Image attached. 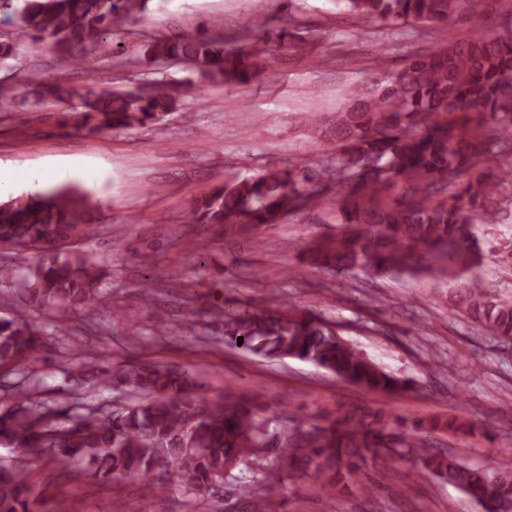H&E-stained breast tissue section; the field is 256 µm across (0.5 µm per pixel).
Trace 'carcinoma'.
Segmentation results:
<instances>
[{"label": "carcinoma", "instance_id": "cac0c4a2", "mask_svg": "<svg viewBox=\"0 0 512 512\" xmlns=\"http://www.w3.org/2000/svg\"><path fill=\"white\" fill-rule=\"evenodd\" d=\"M149 0H0V16L14 23L32 44L51 43L72 64L90 61L119 17L143 13ZM344 12L365 21L422 24L434 31L466 16L471 31L431 52L407 57L391 72H371L346 93L334 116L316 125L336 149V180L346 187L340 199V231L312 239L301 262L337 274L412 275L448 281L451 307L512 342V294L492 289L475 272L483 259L480 224L495 223L484 208L492 195L490 162L504 149L512 152V35L496 36L486 17L493 0H336ZM156 61H187L203 83L245 85L258 74L261 54L229 50L221 38H157L144 50ZM24 95L34 103L74 114L76 131L125 132L156 124L176 111L187 87L175 81L142 84L128 90L80 91L28 74ZM479 123H496L493 138L468 133L470 114ZM469 177L458 202L437 194ZM402 183L398 198L382 204L379 189ZM316 192L290 170L268 171L234 180L194 196L186 215L193 224L224 231L231 247L257 250L261 232L291 212L312 205ZM98 205L88 194L66 186L34 192L25 201L0 203V247L34 251L20 285L38 308L87 311L105 299L110 273L78 252L62 253L61 243L88 240L96 232ZM210 323L224 341L268 360L309 362L366 391L392 394L409 389L345 340L336 323L293 305L209 311ZM47 343L46 332L21 314L0 319V369L16 371L22 382L14 401L0 406V440L21 449L0 464V512H40L42 492L30 479L32 464L47 460L77 482L90 474L104 481L143 484L152 501L170 484L195 491L228 485L251 498L252 512H269L279 480L266 475L244 483L235 473L247 454L278 449L274 467L289 478L348 479L365 494L372 489L356 478L359 463L382 458H412L429 474L456 486L475 512H512V457L486 467L427 443L426 434H471L476 424L451 414L398 432L381 412L355 408L322 424L288 428L260 418L254 399L229 392L216 400L196 396L188 371L131 363L110 373L104 385L130 386L141 399L121 409L82 406L73 414L38 399L26 384L27 370ZM92 375L87 362L72 357L70 377Z\"/></svg>", "mask_w": 512, "mask_h": 512}]
</instances>
